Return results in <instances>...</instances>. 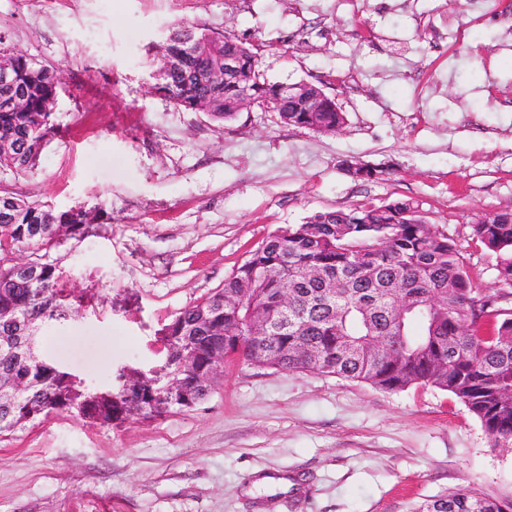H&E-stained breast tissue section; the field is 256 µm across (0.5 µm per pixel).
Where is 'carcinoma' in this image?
Listing matches in <instances>:
<instances>
[{
	"instance_id": "cac0c4a2",
	"label": "carcinoma",
	"mask_w": 512,
	"mask_h": 512,
	"mask_svg": "<svg viewBox=\"0 0 512 512\" xmlns=\"http://www.w3.org/2000/svg\"><path fill=\"white\" fill-rule=\"evenodd\" d=\"M1 44L0 36V61L11 68L21 103L0 107V167L26 175L56 134L57 69ZM172 57L180 67L165 72L156 92L183 111L223 122L240 110L238 87L251 86L260 104L275 95L276 85L260 81L258 53L232 31L214 35L182 26L161 46L159 69ZM226 57L239 64L220 79ZM275 109L281 123L320 133H334L347 121L334 101L308 112L304 97L290 95L277 99ZM347 171L357 180L382 174L357 163ZM18 200L9 228H0V381L6 384L0 439L74 404L83 418L107 425L186 408L184 393L197 405L210 394L206 377L222 350L256 367L315 370L385 391L438 388L467 407L493 445L512 447V402L503 396L512 389V308L491 295L476 304L448 235L413 222L417 201L322 211L270 236L222 288L160 330V374L132 369L102 389L75 383L52 361L29 354L35 327L64 316L76 300L61 285L49 250L59 232L83 234L90 212ZM471 229L495 255L499 286L511 289L512 210L483 217ZM22 251L37 268L27 283L13 275V255ZM19 322L27 332L16 333ZM11 383L28 391L17 397ZM416 512H512V502L460 488Z\"/></svg>"
}]
</instances>
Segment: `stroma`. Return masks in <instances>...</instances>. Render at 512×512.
I'll return each mask as SVG.
<instances>
[{"label":"stroma","instance_id":"obj_1","mask_svg":"<svg viewBox=\"0 0 512 512\" xmlns=\"http://www.w3.org/2000/svg\"><path fill=\"white\" fill-rule=\"evenodd\" d=\"M178 25L249 39L268 83L320 87L346 125L175 109L153 73ZM0 31L61 70L57 135L33 173L0 168V190L96 213L50 250L81 302L35 351L65 370L102 385L150 366L178 312L319 211L414 199L474 293L498 294L471 226L512 209V0H0ZM347 160L382 174L353 180ZM461 487L512 501V448L448 392L234 357L194 407L0 441V512H413Z\"/></svg>","mask_w":512,"mask_h":512}]
</instances>
